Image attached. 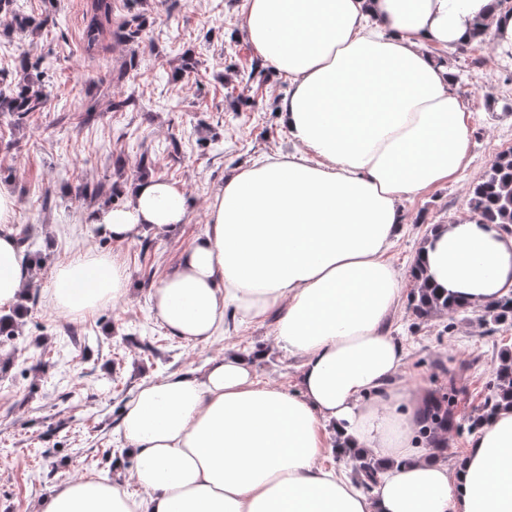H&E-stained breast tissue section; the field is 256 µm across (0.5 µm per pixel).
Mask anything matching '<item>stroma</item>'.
<instances>
[{"mask_svg": "<svg viewBox=\"0 0 512 512\" xmlns=\"http://www.w3.org/2000/svg\"><path fill=\"white\" fill-rule=\"evenodd\" d=\"M89 7L90 0H14L12 14H0V90L15 89L24 56L45 61L51 90L44 111L24 124L0 113V184L17 200L13 230H38L29 252L38 297L12 308L18 334L0 342L7 363L0 372V512H34L60 482L85 475L139 494L118 424L144 381L195 370L227 350L260 348L262 381L297 388L300 359L275 347L272 318H227L224 335L204 346L170 336L150 303L179 253L205 231L208 205L225 177L261 156L296 151L276 111L287 83L268 68L252 73L258 56L238 33L241 0H112V23L90 53L82 41ZM134 13L146 20L136 48L118 35ZM17 15L39 29L19 31ZM436 55L452 71L470 115V162L453 181L403 205L405 228L391 260L409 292L431 225L469 214L474 185L500 152L512 149V62L486 42ZM187 60L194 67L186 71ZM129 96L134 105L113 111V101ZM145 174L193 202L174 234L116 243L86 223L84 189L102 187L95 207H119L127 201L124 185ZM87 251L114 256L127 271L128 292L73 318L51 302V277ZM410 305L403 299L392 333L406 349L404 373H421L439 394L454 396L446 456L453 467L482 412L500 352L512 348V330L492 329L480 309L418 318Z\"/></svg>", "mask_w": 512, "mask_h": 512, "instance_id": "obj_1", "label": "stroma"}]
</instances>
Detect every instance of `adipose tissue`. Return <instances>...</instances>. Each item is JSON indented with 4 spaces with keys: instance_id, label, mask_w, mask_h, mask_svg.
<instances>
[{
    "instance_id": "1",
    "label": "adipose tissue",
    "mask_w": 512,
    "mask_h": 512,
    "mask_svg": "<svg viewBox=\"0 0 512 512\" xmlns=\"http://www.w3.org/2000/svg\"><path fill=\"white\" fill-rule=\"evenodd\" d=\"M477 32L512 54V10L499 0H244L241 34L287 80L278 111L303 151L225 178L152 305L171 336L200 345L226 316L273 317L275 343L302 359L299 390L263 383L254 358L233 351L144 382L120 421L141 497L86 476L58 484L36 512H512V405L485 417L449 468L443 437L417 435L437 395L423 376L403 379L389 332L403 204L470 161L463 101L432 51ZM372 93L394 110L366 130L320 109ZM127 193L123 207L87 213L100 235H169L192 206L158 178ZM15 210L0 187V309L21 301L31 276ZM416 262L471 309L512 293V233L469 217L434 226ZM127 291L121 263L87 252L55 269L51 300L82 316ZM329 429L378 462L372 491L323 465Z\"/></svg>"
}]
</instances>
